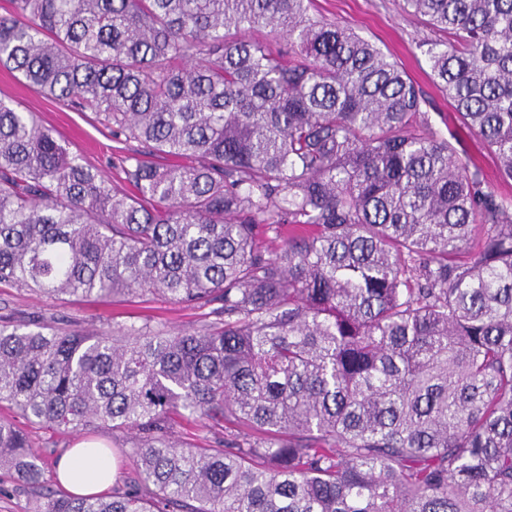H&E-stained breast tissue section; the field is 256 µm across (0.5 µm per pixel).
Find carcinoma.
<instances>
[{
    "mask_svg": "<svg viewBox=\"0 0 512 512\" xmlns=\"http://www.w3.org/2000/svg\"><path fill=\"white\" fill-rule=\"evenodd\" d=\"M9 4L0 67L143 150L121 192L0 99V285L209 317L0 319V402L128 433L138 471L37 512H512V197L397 63L314 0ZM399 4L452 35L425 52L434 82L512 181V0ZM186 412L208 446L172 439ZM1 469L42 487L3 419Z\"/></svg>",
    "mask_w": 512,
    "mask_h": 512,
    "instance_id": "carcinoma-1",
    "label": "carcinoma"
}]
</instances>
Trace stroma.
<instances>
[{"label":"stroma","instance_id":"stroma-1","mask_svg":"<svg viewBox=\"0 0 512 512\" xmlns=\"http://www.w3.org/2000/svg\"><path fill=\"white\" fill-rule=\"evenodd\" d=\"M314 11L351 28L390 55L428 98L426 111L433 127L444 136L455 134L459 140L458 151L463 152L470 163L480 167L487 181L498 185L500 192L512 193V186L499 184L493 156L463 127L455 109L433 82L421 45L442 40V32L419 17L404 12L398 0H315ZM0 98L15 101L20 111L35 113L43 126L53 130L70 150L80 153L86 163L97 169L113 186L129 190L126 176L114 157L139 152L138 143L116 140L95 113L72 111L62 103L26 88L1 69ZM1 315L24 320L31 318L79 331H109L144 323L163 331L194 330L205 322L202 310L150 296L136 302L112 298L61 301L48 295L7 287L0 288ZM1 418L13 421L26 433L40 455L44 488L40 491L33 489L12 473L0 471V512H35L41 502L42 491L62 495L55 463L69 448L80 443L82 437L75 433H56L32 424L5 404L0 406ZM94 437L99 446L109 449L116 464L115 487L132 484L136 470L130 457L128 435L102 427Z\"/></svg>","mask_w":512,"mask_h":512}]
</instances>
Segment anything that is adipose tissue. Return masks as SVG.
Returning <instances> with one entry per match:
<instances>
[{"mask_svg": "<svg viewBox=\"0 0 512 512\" xmlns=\"http://www.w3.org/2000/svg\"><path fill=\"white\" fill-rule=\"evenodd\" d=\"M56 475L71 494H99L112 485L115 465L110 458L89 453L85 443L81 442L59 459Z\"/></svg>", "mask_w": 512, "mask_h": 512, "instance_id": "1", "label": "adipose tissue"}]
</instances>
